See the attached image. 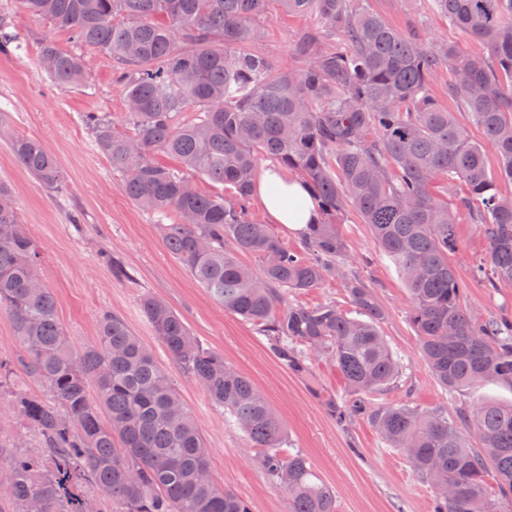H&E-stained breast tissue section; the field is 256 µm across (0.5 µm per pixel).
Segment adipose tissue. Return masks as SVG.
I'll return each instance as SVG.
<instances>
[{
  "instance_id": "adipose-tissue-1",
  "label": "adipose tissue",
  "mask_w": 512,
  "mask_h": 512,
  "mask_svg": "<svg viewBox=\"0 0 512 512\" xmlns=\"http://www.w3.org/2000/svg\"><path fill=\"white\" fill-rule=\"evenodd\" d=\"M266 213L272 223L284 225L300 234L306 226L318 220L317 208L308 188L291 179L273 166L265 168L255 185Z\"/></svg>"
}]
</instances>
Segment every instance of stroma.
Segmentation results:
<instances>
[{"label": "stroma", "mask_w": 512, "mask_h": 512, "mask_svg": "<svg viewBox=\"0 0 512 512\" xmlns=\"http://www.w3.org/2000/svg\"><path fill=\"white\" fill-rule=\"evenodd\" d=\"M0 18L5 21L0 28V126L43 143L60 165L63 187L47 190L17 165L3 142L0 183L11 188L20 220L40 246L41 278L55 296L58 319L71 344L80 349L96 341L101 311L123 317L153 351L193 414L218 484L246 500L252 512H290L287 492L263 474L258 449L248 446L203 388L170 360L140 310L142 295H152L172 307L204 346L223 353L229 366L254 382L282 420L289 451L304 454L335 493L336 512H432L431 483L413 471L400 450L386 444L371 420L363 415L341 420L325 406V399L340 403L350 396L334 361L311 353L309 376L294 375L253 324L225 311L197 285L167 249L155 216L127 197L120 176L97 149L94 132L84 120L86 113L105 112L123 123L125 93L116 63L73 42L48 22L26 15L17 0H0ZM314 23L311 16L266 18V35L252 48L286 69H298L294 45ZM49 40L85 58L89 76L84 85L63 87L42 75L40 52ZM339 230L347 254L340 273L290 300L307 306L333 303L354 317L358 311L348 282L358 281L374 293L385 310L379 331L400 357L403 376L398 387L369 395L371 406L402 402L452 420L480 401L512 403V386L500 382L448 394L421 356L408 318L404 281L380 251L369 226L351 211ZM456 234L459 246L449 261L466 284L467 307L486 317L512 319V285L491 288L472 276L473 265L483 260L488 245L468 213L460 214ZM106 251L127 265L130 279L113 278L101 258ZM0 359L13 368L17 391L41 394V386L24 369L28 353L13 321L3 313Z\"/></svg>", "instance_id": "1"}]
</instances>
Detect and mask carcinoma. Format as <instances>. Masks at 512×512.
I'll return each instance as SVG.
<instances>
[{"mask_svg": "<svg viewBox=\"0 0 512 512\" xmlns=\"http://www.w3.org/2000/svg\"><path fill=\"white\" fill-rule=\"evenodd\" d=\"M25 14L52 22L74 42L120 65L127 121L90 112L99 151L123 178L127 196L162 224L169 251L224 309L255 325L288 368L307 371L303 345L327 353L366 414L414 471L441 476L455 493L436 494L433 512H489L488 469L497 498L512 501V405L478 403L458 422L403 403L370 409L360 399L390 388L401 366L378 330L385 310L365 286L348 285L362 318L331 303L292 304L288 294L322 285L343 263L338 231L347 210L371 228L401 274L423 358L448 393L486 381L512 385V321L463 306L465 284L448 261L457 249L456 212L483 226L488 281L512 284V0H424L489 55L444 39L426 40L420 15L405 30L364 0H19ZM313 15L294 52L303 66L283 70L248 48L273 10ZM43 72L56 84L88 77L84 58L49 41ZM447 70L484 141L471 140L431 93ZM21 168L59 190L55 156L38 140L0 130ZM495 151L492 169L486 146ZM162 153L178 166L157 162ZM303 181L319 203L305 250L283 246L250 213L259 161ZM197 174L216 192L199 190ZM242 255L259 259L253 269ZM41 252L16 207H0V311L28 353L25 369L46 391L23 396L18 417L41 453L5 452L0 485L8 512H251L210 472L209 450L190 410L154 355L120 316H99L95 344L75 349L53 293L35 288ZM141 311L171 360L194 378L225 420L262 449L265 474L282 485L292 512H336L334 493L299 452L252 381L204 347L165 302L146 295ZM477 436L474 448L468 434Z\"/></svg>", "mask_w": 512, "mask_h": 512, "instance_id": "carcinoma-1", "label": "carcinoma"}]
</instances>
